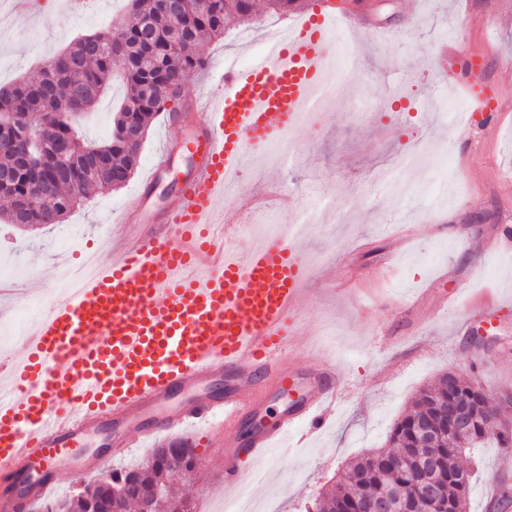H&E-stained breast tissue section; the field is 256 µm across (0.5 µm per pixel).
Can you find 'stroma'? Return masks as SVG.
<instances>
[{
  "instance_id": "stroma-1",
  "label": "stroma",
  "mask_w": 512,
  "mask_h": 512,
  "mask_svg": "<svg viewBox=\"0 0 512 512\" xmlns=\"http://www.w3.org/2000/svg\"><path fill=\"white\" fill-rule=\"evenodd\" d=\"M335 2L366 20L363 30L338 34L340 65L350 63L349 46L361 56L351 88L335 85L319 115L295 133L291 159L271 152L255 158L289 196L307 198L315 189L324 196L302 237L307 255L322 262L299 321L308 348L335 364L350 389L322 431L298 429L261 465H246L240 493L252 512H266L272 499L281 512H309L351 460L387 450L394 423L444 373L474 379L495 397L512 393V331L458 330L478 302L512 317V247L494 245L503 227H512V0ZM125 9L123 0H85L77 13L64 0H31L29 21L0 28V88L38 76L76 36L107 30ZM292 20L263 12L260 20L229 24L200 52L246 67L264 50L269 27ZM454 25L466 49L487 57L481 79L500 90L503 108L485 130L458 127L469 103L439 75L436 47ZM167 120L164 112L155 117L123 188L91 192L63 223L17 226L0 203V252L15 263L18 282L56 283L64 268L93 252L111 261L107 222L134 205L147 168L166 147L171 164L151 188L144 220L169 204L193 162L184 146L191 124L172 134ZM416 140L424 147L404 171V189H388L380 173ZM255 189L254 179L242 177L220 206L257 233L274 230L289 211L275 201L254 207ZM501 454L492 438L471 454V512H495L486 498ZM258 469L266 473L261 492L251 479ZM179 491L197 512H209L224 500V472L199 463Z\"/></svg>"
}]
</instances>
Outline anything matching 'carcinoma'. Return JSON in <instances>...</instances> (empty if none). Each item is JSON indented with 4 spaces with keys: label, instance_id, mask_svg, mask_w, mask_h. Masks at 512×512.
Masks as SVG:
<instances>
[{
    "label": "carcinoma",
    "instance_id": "carcinoma-1",
    "mask_svg": "<svg viewBox=\"0 0 512 512\" xmlns=\"http://www.w3.org/2000/svg\"><path fill=\"white\" fill-rule=\"evenodd\" d=\"M302 0H266V9L286 15ZM256 0H180L179 11L162 9L158 0H130L117 32H95L78 38L50 58L41 77L0 89V113H16L39 133L47 149L31 163L16 155L27 148L24 137L0 149V171L12 177L0 183V196L10 202L11 224H60L90 189L112 191L126 185L138 162L142 140L125 142L120 132L129 115L143 130L167 109L175 89L208 66L195 46L224 35L225 24L250 21ZM123 76L126 95L113 119L111 137L103 142L81 139L69 116L91 112L114 72ZM454 404L477 411L463 437L447 429L441 409ZM497 400L488 399L475 381L443 374L422 389L414 408L399 418L389 435L392 450L366 454L349 463L345 473L314 512H366L369 498L386 493L410 512H448L468 501L471 471L460 458L493 435L499 447L512 448V427L494 418ZM151 466H124L113 471L118 481L134 477L137 487L111 503L112 512L140 505L138 489L163 482L167 487L194 471L195 450L186 439L167 443L151 453ZM437 478L435 497L418 494L427 463ZM186 499L165 496L153 512H185Z\"/></svg>",
    "mask_w": 512,
    "mask_h": 512
}]
</instances>
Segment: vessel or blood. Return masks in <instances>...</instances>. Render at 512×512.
<instances>
[{
	"instance_id": "obj_1",
	"label": "vessel or blood",
	"mask_w": 512,
	"mask_h": 512,
	"mask_svg": "<svg viewBox=\"0 0 512 512\" xmlns=\"http://www.w3.org/2000/svg\"><path fill=\"white\" fill-rule=\"evenodd\" d=\"M333 6L297 19L249 65L221 64L222 89L195 101L196 167L164 216L107 237L108 263L94 262L76 289L0 284V296L39 291L44 305L16 355L0 357V512H26L76 465L85 441L100 436L109 466L159 433L220 445L224 490L243 479L297 424L318 431L348 388L335 366L289 367L302 334L297 314L314 275L298 240L266 238L233 247L240 223L217 204L243 157L282 150L323 82L334 33L355 29ZM465 76L476 111L501 108L496 83L475 79L484 57L442 44ZM304 386L301 398L267 428L245 421L273 396Z\"/></svg>"
}]
</instances>
